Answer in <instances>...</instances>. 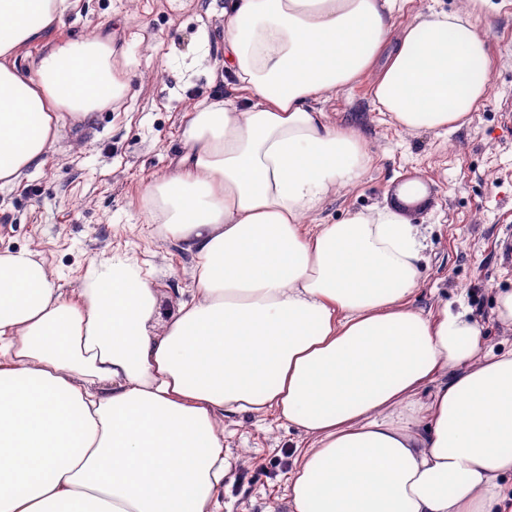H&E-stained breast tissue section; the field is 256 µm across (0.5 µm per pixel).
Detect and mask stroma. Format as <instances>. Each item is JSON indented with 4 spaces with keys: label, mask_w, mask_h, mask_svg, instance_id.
Instances as JSON below:
<instances>
[{
    "label": "stroma",
    "mask_w": 512,
    "mask_h": 512,
    "mask_svg": "<svg viewBox=\"0 0 512 512\" xmlns=\"http://www.w3.org/2000/svg\"><path fill=\"white\" fill-rule=\"evenodd\" d=\"M227 3L70 0L43 40L16 54L26 73L50 42L96 32L112 40L127 87L120 102L91 120H67L45 163L0 192V252L39 251L71 297L93 260L124 254L150 273L160 321L191 301L194 257L178 240L150 231L139 200L174 171L193 105L237 96L224 72ZM476 25L489 39L491 86L465 126L407 136L377 111L366 80L323 102L336 121L361 131L372 162L321 216L335 223L348 211L395 201L403 184L421 183L426 196L407 211L426 244L422 285L411 301L426 309L463 299L499 353L512 350V330L493 313L497 291L512 289V253L504 251L512 244V0ZM221 426L229 469L220 512H289L286 479L305 439L272 412L230 414Z\"/></svg>",
    "instance_id": "35a3bbf8"
}]
</instances>
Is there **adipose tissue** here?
Masks as SVG:
<instances>
[{"label": "adipose tissue", "mask_w": 512, "mask_h": 512, "mask_svg": "<svg viewBox=\"0 0 512 512\" xmlns=\"http://www.w3.org/2000/svg\"><path fill=\"white\" fill-rule=\"evenodd\" d=\"M232 0L224 66L248 106H193L176 171L141 199L193 254L196 299L158 324L136 260L92 262L68 299L30 250L0 252V512H217L220 419L275 412L307 444L290 512H498L512 477V351L467 307L409 299L423 238L402 207L320 217L372 160L320 101L370 78L406 135L466 124L491 84L475 21L496 0ZM69 0H0V190L65 120L126 89L111 40L12 62ZM459 1L460 0H411L405 5L403 13L396 16V23L399 25L405 24L410 17L421 10L426 11L429 6L437 9H454Z\"/></svg>", "instance_id": "adipose-tissue-1"}]
</instances>
